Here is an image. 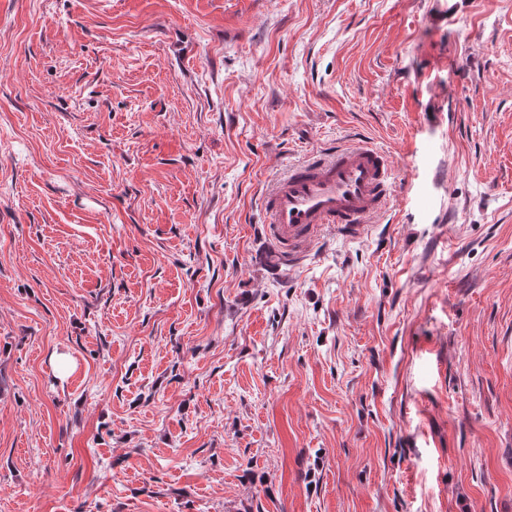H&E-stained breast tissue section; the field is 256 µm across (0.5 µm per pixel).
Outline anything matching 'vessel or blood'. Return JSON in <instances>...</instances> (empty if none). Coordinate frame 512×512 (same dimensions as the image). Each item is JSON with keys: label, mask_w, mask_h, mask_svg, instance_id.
I'll return each instance as SVG.
<instances>
[{"label": "vessel or blood", "mask_w": 512, "mask_h": 512, "mask_svg": "<svg viewBox=\"0 0 512 512\" xmlns=\"http://www.w3.org/2000/svg\"><path fill=\"white\" fill-rule=\"evenodd\" d=\"M388 156L365 142L328 150L292 167L263 191L265 232L281 261L296 266L321 245L326 232L363 236L391 194Z\"/></svg>", "instance_id": "1"}]
</instances>
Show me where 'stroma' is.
I'll list each match as a JSON object with an SVG mask.
<instances>
[{
	"mask_svg": "<svg viewBox=\"0 0 512 512\" xmlns=\"http://www.w3.org/2000/svg\"><path fill=\"white\" fill-rule=\"evenodd\" d=\"M0 512H512V0H0ZM391 184V162L378 148L365 142L331 148L262 192L267 239L281 261L297 266L320 247L327 231L363 236L368 223L385 212Z\"/></svg>",
	"mask_w": 512,
	"mask_h": 512,
	"instance_id": "stroma-1",
	"label": "stroma"
}]
</instances>
